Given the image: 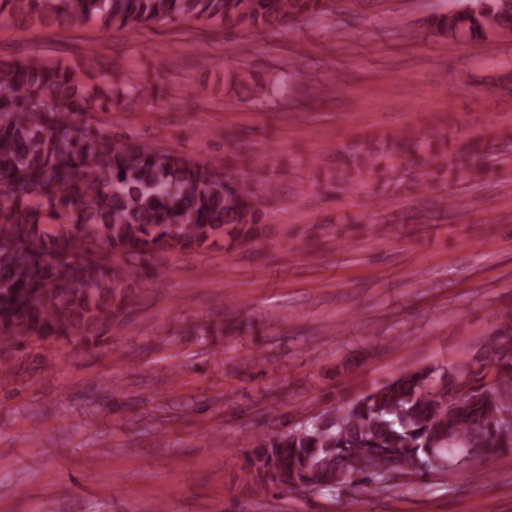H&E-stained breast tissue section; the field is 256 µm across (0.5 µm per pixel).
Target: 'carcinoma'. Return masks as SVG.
Returning a JSON list of instances; mask_svg holds the SVG:
<instances>
[{
	"label": "carcinoma",
	"mask_w": 512,
	"mask_h": 512,
	"mask_svg": "<svg viewBox=\"0 0 512 512\" xmlns=\"http://www.w3.org/2000/svg\"><path fill=\"white\" fill-rule=\"evenodd\" d=\"M466 2L428 15V29L458 43L512 37V0ZM335 7V0H0V15L22 27L96 21L107 33L187 20L265 31ZM229 88L262 98L274 91L245 68ZM143 98L137 84H112L93 56L0 61L1 359L33 344L94 341L134 290L161 280V256H190L220 232L245 241L260 223L261 185L238 167L261 172L264 157L190 163L131 135L112 138V113ZM498 153L494 140L394 130L336 148L316 183L343 192L372 179L412 193L432 174L488 176ZM417 200L428 221L456 208ZM503 320L479 358L436 374L406 372L304 426L257 438L244 477L279 494L356 492L421 480L437 471L435 460L447 470L466 456L490 463L511 452L503 415L512 398V310ZM458 381L468 393L450 411Z\"/></svg>",
	"instance_id": "carcinoma-1"
}]
</instances>
